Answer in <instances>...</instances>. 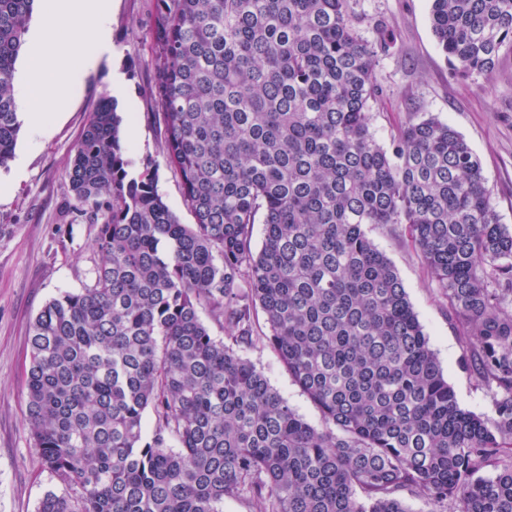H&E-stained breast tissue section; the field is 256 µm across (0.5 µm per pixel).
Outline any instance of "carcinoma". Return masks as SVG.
I'll use <instances>...</instances> for the list:
<instances>
[{
    "instance_id": "carcinoma-1",
    "label": "carcinoma",
    "mask_w": 512,
    "mask_h": 512,
    "mask_svg": "<svg viewBox=\"0 0 512 512\" xmlns=\"http://www.w3.org/2000/svg\"><path fill=\"white\" fill-rule=\"evenodd\" d=\"M36 2L0 0V167ZM359 23L354 0H159L151 91L195 223L151 167L128 177L122 117L102 102L68 171L97 259L30 327L26 421L65 488L37 512H412L407 496L512 512V232L449 124L378 143L375 69L394 36L380 20L370 42ZM431 26L463 77L512 53V0H432ZM366 224L401 227L423 257L494 417L459 406ZM261 340L322 428L240 355Z\"/></svg>"
}]
</instances>
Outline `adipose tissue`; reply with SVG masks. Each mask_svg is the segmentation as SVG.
<instances>
[{"label": "adipose tissue", "mask_w": 512, "mask_h": 512, "mask_svg": "<svg viewBox=\"0 0 512 512\" xmlns=\"http://www.w3.org/2000/svg\"><path fill=\"white\" fill-rule=\"evenodd\" d=\"M110 11L111 0H47L16 92L18 112L31 133L64 111L73 91L111 53ZM86 29L92 32L93 49L81 53L73 37Z\"/></svg>", "instance_id": "adipose-tissue-1"}]
</instances>
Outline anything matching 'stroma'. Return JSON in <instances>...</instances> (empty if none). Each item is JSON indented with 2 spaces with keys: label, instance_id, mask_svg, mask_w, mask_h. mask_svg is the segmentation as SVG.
Returning <instances> with one entry per match:
<instances>
[{
  "label": "stroma",
  "instance_id": "stroma-1",
  "mask_svg": "<svg viewBox=\"0 0 512 512\" xmlns=\"http://www.w3.org/2000/svg\"><path fill=\"white\" fill-rule=\"evenodd\" d=\"M157 4L112 0L111 54L45 131H20L15 154L24 160L22 176L14 177L9 167L0 169V512H36L44 494L58 487L40 465L25 419L28 334L42 307L61 291L81 288L93 267L97 227L76 210L67 171L102 101H116L123 118L129 176L152 166L159 193L180 223L195 221L184 204L182 183L168 165L158 119L162 108L150 93ZM430 8V0L356 2L366 39L375 40L379 19L396 36L376 67L383 96L372 111V128L386 146L417 116L448 122L479 158L499 221L512 229V53L500 57L490 76L460 77L433 35ZM365 230L397 269L459 405L492 416L491 394L462 365L459 334L448 322V309L421 255L391 227L369 224ZM241 354L310 425L321 427L320 410L271 347L259 344Z\"/></svg>",
  "mask_w": 512,
  "mask_h": 512
}]
</instances>
